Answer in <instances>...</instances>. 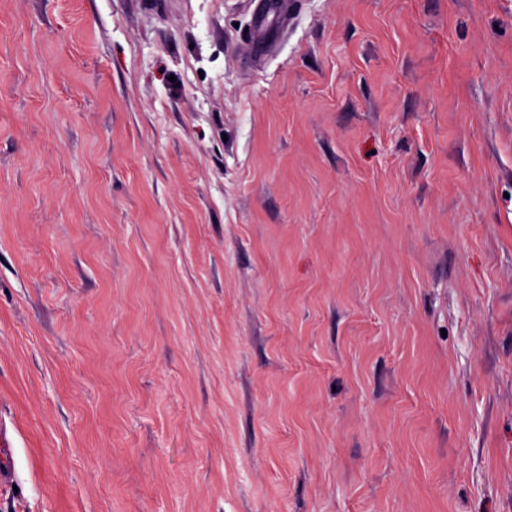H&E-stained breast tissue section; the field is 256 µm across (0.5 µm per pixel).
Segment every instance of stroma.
<instances>
[{
    "label": "stroma",
    "mask_w": 512,
    "mask_h": 512,
    "mask_svg": "<svg viewBox=\"0 0 512 512\" xmlns=\"http://www.w3.org/2000/svg\"><path fill=\"white\" fill-rule=\"evenodd\" d=\"M0 512H512V0H0Z\"/></svg>",
    "instance_id": "1"
}]
</instances>
